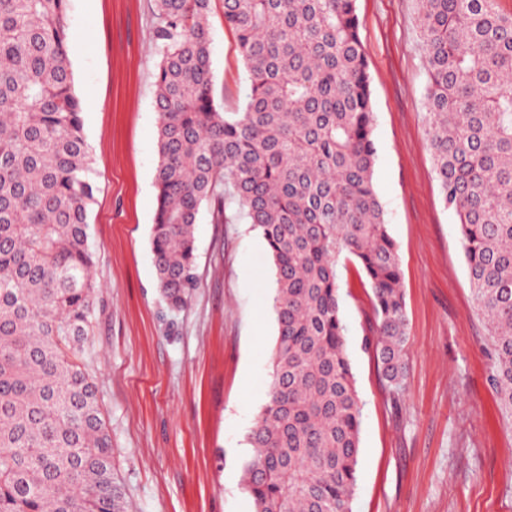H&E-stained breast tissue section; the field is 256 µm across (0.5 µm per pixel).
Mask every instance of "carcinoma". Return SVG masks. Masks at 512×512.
<instances>
[{
	"label": "carcinoma",
	"mask_w": 512,
	"mask_h": 512,
	"mask_svg": "<svg viewBox=\"0 0 512 512\" xmlns=\"http://www.w3.org/2000/svg\"><path fill=\"white\" fill-rule=\"evenodd\" d=\"M213 0H153L160 302L199 278L195 225L235 203L263 238L277 337L269 400L248 435L254 512H351L361 432L337 266L372 290L368 339L394 393L406 375L398 249L374 184L368 63L356 0H223L250 81L215 99ZM501 0H420L425 133L459 220L489 381L512 421V12ZM69 0H0V512H128L82 355L91 326L98 190L68 44Z\"/></svg>",
	"instance_id": "cac0c4a2"
}]
</instances>
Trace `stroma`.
<instances>
[{"label":"stroma","mask_w":512,"mask_h":512,"mask_svg":"<svg viewBox=\"0 0 512 512\" xmlns=\"http://www.w3.org/2000/svg\"><path fill=\"white\" fill-rule=\"evenodd\" d=\"M151 4L70 0L69 60L99 186L83 362L131 512H253L241 476L271 381L272 262L247 219L219 224L204 207L199 286L181 312L159 302L149 247L158 166ZM418 11V0H357L374 183L398 248L408 330L395 397L365 347L372 291L357 263L341 258L346 347L362 406L352 512H512V422L487 380L490 337L457 215L434 176ZM210 37L215 98L237 111L249 80L221 11L210 17Z\"/></svg>","instance_id":"obj_1"}]
</instances>
